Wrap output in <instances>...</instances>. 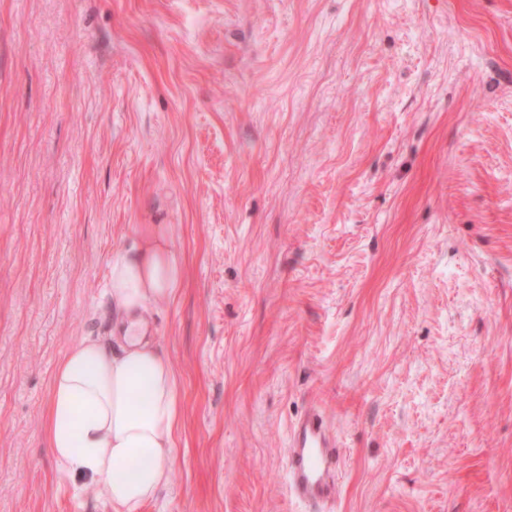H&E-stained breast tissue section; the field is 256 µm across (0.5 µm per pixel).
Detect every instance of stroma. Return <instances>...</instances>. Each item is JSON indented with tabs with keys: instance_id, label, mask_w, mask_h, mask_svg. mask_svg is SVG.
<instances>
[{
	"instance_id": "1",
	"label": "stroma",
	"mask_w": 512,
	"mask_h": 512,
	"mask_svg": "<svg viewBox=\"0 0 512 512\" xmlns=\"http://www.w3.org/2000/svg\"><path fill=\"white\" fill-rule=\"evenodd\" d=\"M149 224L183 414L142 512H512V0H0V512H112L44 415ZM322 412L311 407L290 427L287 457L288 488L300 501L317 505L336 498L343 459Z\"/></svg>"
}]
</instances>
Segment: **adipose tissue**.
I'll return each mask as SVG.
<instances>
[{"mask_svg": "<svg viewBox=\"0 0 512 512\" xmlns=\"http://www.w3.org/2000/svg\"><path fill=\"white\" fill-rule=\"evenodd\" d=\"M182 279L161 225L113 261L114 336H88L59 360L45 430L62 468L101 482L113 512H141L170 479L181 421L180 384L144 332L143 313L176 297Z\"/></svg>", "mask_w": 512, "mask_h": 512, "instance_id": "adipose-tissue-1", "label": "adipose tissue"}]
</instances>
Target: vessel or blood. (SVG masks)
Masks as SVG:
<instances>
[{"label": "vessel or blood", "instance_id": "vessel-or-blood-1", "mask_svg": "<svg viewBox=\"0 0 512 512\" xmlns=\"http://www.w3.org/2000/svg\"><path fill=\"white\" fill-rule=\"evenodd\" d=\"M343 451L322 412L306 410L290 427L288 488L300 501L317 505L335 499Z\"/></svg>", "mask_w": 512, "mask_h": 512}]
</instances>
